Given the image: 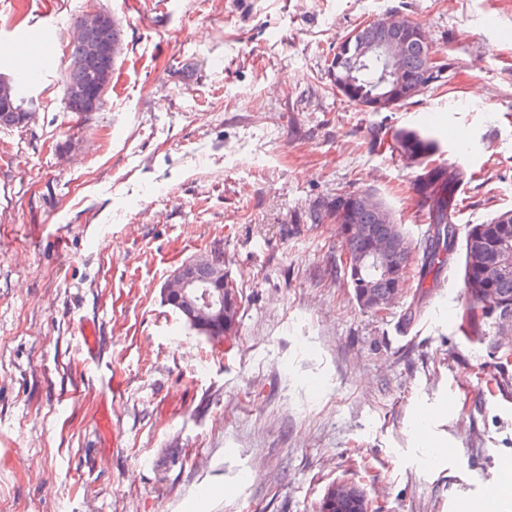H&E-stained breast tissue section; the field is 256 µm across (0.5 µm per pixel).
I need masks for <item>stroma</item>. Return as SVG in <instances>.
<instances>
[{
    "label": "stroma",
    "mask_w": 512,
    "mask_h": 512,
    "mask_svg": "<svg viewBox=\"0 0 512 512\" xmlns=\"http://www.w3.org/2000/svg\"><path fill=\"white\" fill-rule=\"evenodd\" d=\"M90 12L119 54L80 115L62 80ZM389 15L447 68L371 112L328 65ZM50 20L59 68L0 128V512H319L340 481L380 512H512V362L463 319L462 261L369 311L333 216L311 220L368 190L420 241L416 182L452 159L454 224L512 210V0H0L9 62ZM403 128L437 140L428 163ZM197 255L240 299L216 345L162 299ZM397 146L404 153L418 159H427L437 151L438 145L435 139L422 135L416 130L400 129L394 133Z\"/></svg>",
    "instance_id": "35a3bbf8"
}]
</instances>
